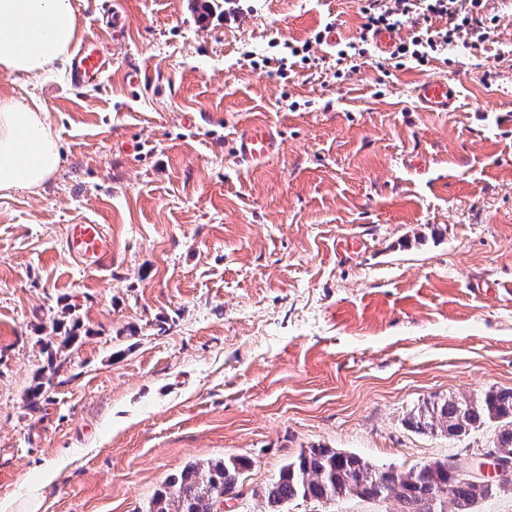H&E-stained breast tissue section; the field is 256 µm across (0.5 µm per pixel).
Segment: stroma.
<instances>
[{"instance_id":"1","label":"stroma","mask_w":512,"mask_h":512,"mask_svg":"<svg viewBox=\"0 0 512 512\" xmlns=\"http://www.w3.org/2000/svg\"><path fill=\"white\" fill-rule=\"evenodd\" d=\"M74 2L112 59L100 85L0 74L62 145L38 191L0 194V512H145L169 474L235 455L252 466L227 512H266L265 484L311 447L471 468L493 427L405 420L512 387V0H482L489 41L400 68L315 43L330 23L358 41L361 0ZM306 42L309 64L286 49ZM428 79L457 111L418 109ZM248 126L281 149L242 167ZM71 224L104 226L103 266L68 253Z\"/></svg>"}]
</instances>
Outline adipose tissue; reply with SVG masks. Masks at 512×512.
<instances>
[{"mask_svg": "<svg viewBox=\"0 0 512 512\" xmlns=\"http://www.w3.org/2000/svg\"><path fill=\"white\" fill-rule=\"evenodd\" d=\"M80 35L73 0H0V73L36 78L68 60ZM61 150L39 99H0V192L41 188Z\"/></svg>", "mask_w": 512, "mask_h": 512, "instance_id": "adipose-tissue-1", "label": "adipose tissue"}]
</instances>
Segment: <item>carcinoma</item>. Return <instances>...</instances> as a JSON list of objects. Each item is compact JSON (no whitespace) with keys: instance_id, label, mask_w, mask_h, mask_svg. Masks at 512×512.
Masks as SVG:
<instances>
[{"instance_id":"obj_1","label":"carcinoma","mask_w":512,"mask_h":512,"mask_svg":"<svg viewBox=\"0 0 512 512\" xmlns=\"http://www.w3.org/2000/svg\"><path fill=\"white\" fill-rule=\"evenodd\" d=\"M407 424L421 433L450 437L492 425L493 447L512 451V388L492 390L477 399L459 395L427 402L411 411ZM251 466L252 462L242 456L205 466L191 464L156 490L145 512H215L214 499L232 490ZM496 490L494 486L477 494L474 485L462 479L456 469L423 464L402 474L333 448H303L266 485L262 496L268 512H284L288 504L298 500L328 502L349 496L393 500L399 506L397 512H419L423 504L434 512H447L450 502L454 512H463Z\"/></svg>"}]
</instances>
